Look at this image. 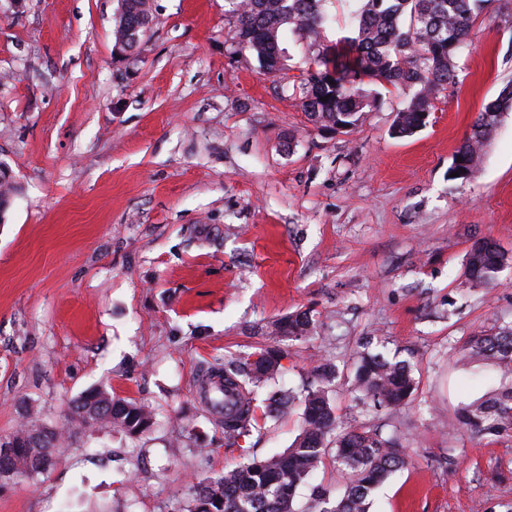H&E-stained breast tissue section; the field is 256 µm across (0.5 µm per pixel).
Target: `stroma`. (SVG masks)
I'll list each match as a JSON object with an SVG mask.
<instances>
[{
	"label": "stroma",
	"mask_w": 512,
	"mask_h": 512,
	"mask_svg": "<svg viewBox=\"0 0 512 512\" xmlns=\"http://www.w3.org/2000/svg\"><path fill=\"white\" fill-rule=\"evenodd\" d=\"M139 51L114 47L117 0H0V162L14 192L0 223V437L26 417L62 426L107 386L155 409L139 438L94 426L49 470L0 480V512H177L198 479L288 448L299 408L243 447L196 393L203 368L279 345L270 391L301 392L362 341L410 361L396 410L332 394L348 426L382 427L409 463L371 512H512V437L458 429L496 389L461 368L467 337L512 325V264L474 285L464 260L493 239L512 256V112L467 185L449 180L479 112L512 83V11L477 17L457 81L425 127L394 137L408 90L367 86L349 133L307 121L250 54L231 53L224 0H152ZM309 312L313 335L280 340ZM315 328V323L308 312H298L282 317L277 321L272 332L276 336L297 340L310 336Z\"/></svg>",
	"instance_id": "1"
}]
</instances>
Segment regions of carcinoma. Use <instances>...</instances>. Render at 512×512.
I'll use <instances>...</instances> for the list:
<instances>
[{"instance_id": "cac0c4a2", "label": "carcinoma", "mask_w": 512, "mask_h": 512, "mask_svg": "<svg viewBox=\"0 0 512 512\" xmlns=\"http://www.w3.org/2000/svg\"><path fill=\"white\" fill-rule=\"evenodd\" d=\"M114 42L127 38L132 24L143 17L152 22L148 0H118ZM233 52L255 56L259 67L277 78L282 91L298 90L307 120L319 128L337 123L357 126L373 106L362 86L400 85L413 90L408 104L397 112L392 132L415 134L426 126L441 89L456 82L457 56L470 46L477 15L493 0H357L349 16L350 34L334 44L322 34L329 17L325 0H225ZM296 38L307 54V69L289 83L290 60L284 47ZM327 100H322V97ZM512 110V86L484 106L469 136L453 155L448 172L465 184L475 176L480 152L496 130L502 113ZM509 257L492 239H479L465 258V274L475 283L494 282ZM315 323L307 312L281 318L273 333L290 340L311 335ZM284 352L276 347L250 354L247 367L224 365V388L238 396L235 413L224 417V436L235 441L257 426L258 389L283 369ZM457 362L490 366L501 373V386L485 397L461 406L459 423L474 437L512 436V327L482 331L458 348ZM359 399L373 406L396 409L415 389L411 364L389 360L367 350L358 353L350 371ZM316 385L303 393L274 392L263 415L274 418L299 405L301 429L293 444L264 460H251L192 487L183 512H299L296 490L307 483L325 456L347 475L343 490L333 494L312 489L308 512H369L379 486L405 464V451L379 429L346 427L336 415L330 393L339 370L331 362L313 369ZM156 415L132 401L112 398L105 388L92 389L72 402L67 423L81 429L114 427L136 438L155 423ZM6 439L15 445L13 458L0 459V475L29 477L54 464L61 455L62 434L52 426L31 423Z\"/></svg>"}]
</instances>
